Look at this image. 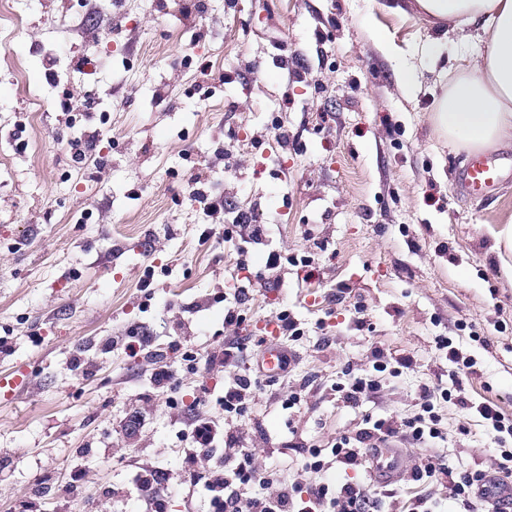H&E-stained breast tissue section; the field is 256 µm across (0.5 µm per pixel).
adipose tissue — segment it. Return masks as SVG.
Segmentation results:
<instances>
[{
    "label": "adipose tissue",
    "mask_w": 512,
    "mask_h": 512,
    "mask_svg": "<svg viewBox=\"0 0 512 512\" xmlns=\"http://www.w3.org/2000/svg\"><path fill=\"white\" fill-rule=\"evenodd\" d=\"M413 7L435 26L482 31L487 42L439 99V131L469 151L512 144V0H414Z\"/></svg>",
    "instance_id": "obj_1"
}]
</instances>
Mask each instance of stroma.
I'll return each instance as SVG.
<instances>
[{"mask_svg": "<svg viewBox=\"0 0 512 512\" xmlns=\"http://www.w3.org/2000/svg\"><path fill=\"white\" fill-rule=\"evenodd\" d=\"M386 2L204 0L197 15L192 0H0V373H34L0 400V512H142L145 474L163 512H211L180 432L193 415L223 429L225 387L284 310L303 334L235 430L269 477L254 495L285 484L304 502L362 478L331 462L333 440L369 414L413 415L448 376L442 338L475 362L466 399L512 417V247L497 238L512 180L468 196L470 154L434 121L484 45ZM88 96L98 147L77 163L68 108ZM194 176L224 213L191 197ZM240 212L266 237H226ZM379 353L411 366L374 372ZM350 368L379 386L355 408L334 390ZM441 414L443 463L488 468L499 446L478 417ZM313 448L329 468L305 469Z\"/></svg>", "mask_w": 512, "mask_h": 512, "instance_id": "1", "label": "stroma"}]
</instances>
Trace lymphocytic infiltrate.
Here are the masks:
<instances>
[{
	"instance_id": "obj_1",
	"label": "lymphocytic infiltrate",
	"mask_w": 512,
	"mask_h": 512,
	"mask_svg": "<svg viewBox=\"0 0 512 512\" xmlns=\"http://www.w3.org/2000/svg\"><path fill=\"white\" fill-rule=\"evenodd\" d=\"M463 404V397L444 391L434 393L422 387L417 397V412L409 417L382 418L366 416L364 425L355 435H342L331 448L336 461L347 465H360L372 448L395 438H405L422 448L414 468L415 478L449 487V498L463 508V512H477L487 494L498 488L499 476L512 478V448L502 449L487 469H454L441 463L432 450L443 433L439 401ZM263 472L255 466L250 449H235L231 461L225 462L223 472L213 474L203 483L210 499L212 512H293V498L287 489H280L263 497L251 495L253 483L264 482ZM307 512H383L380 487L371 480L349 481L332 487L316 484L310 490Z\"/></svg>"
}]
</instances>
